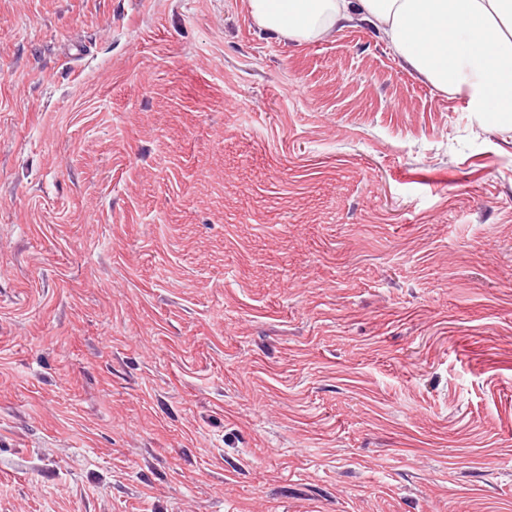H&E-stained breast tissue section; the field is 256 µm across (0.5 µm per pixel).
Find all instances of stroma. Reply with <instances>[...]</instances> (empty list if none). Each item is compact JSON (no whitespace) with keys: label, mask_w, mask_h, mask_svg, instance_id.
Returning <instances> with one entry per match:
<instances>
[{"label":"stroma","mask_w":512,"mask_h":512,"mask_svg":"<svg viewBox=\"0 0 512 512\" xmlns=\"http://www.w3.org/2000/svg\"><path fill=\"white\" fill-rule=\"evenodd\" d=\"M0 512H512V124L364 22L0 0Z\"/></svg>","instance_id":"1"}]
</instances>
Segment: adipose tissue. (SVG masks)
Wrapping results in <instances>:
<instances>
[{
    "instance_id": "adipose-tissue-1",
    "label": "adipose tissue",
    "mask_w": 512,
    "mask_h": 512,
    "mask_svg": "<svg viewBox=\"0 0 512 512\" xmlns=\"http://www.w3.org/2000/svg\"><path fill=\"white\" fill-rule=\"evenodd\" d=\"M261 29L304 43L368 23L441 91L466 89L473 111L512 118V0H248Z\"/></svg>"
}]
</instances>
